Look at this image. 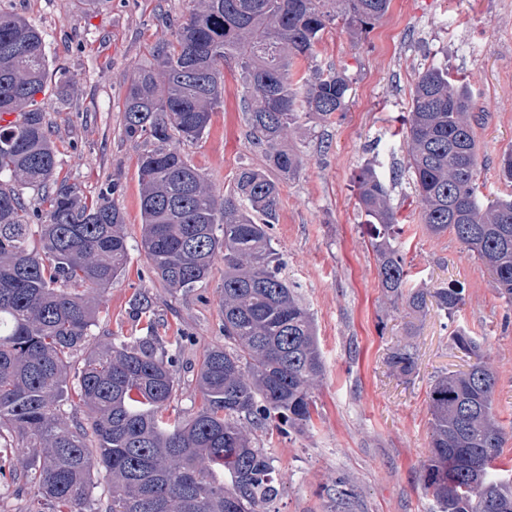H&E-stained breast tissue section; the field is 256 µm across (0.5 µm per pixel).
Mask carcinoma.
Segmentation results:
<instances>
[{
    "mask_svg": "<svg viewBox=\"0 0 512 512\" xmlns=\"http://www.w3.org/2000/svg\"><path fill=\"white\" fill-rule=\"evenodd\" d=\"M187 18L161 40L155 63L133 72L123 133L157 146L138 159L140 247L169 292L204 283L224 260L219 303L224 344L208 347L197 384L203 404L188 420L167 414L180 359L155 336L96 340L106 290L124 275L129 245L117 188L95 200L57 177L45 92L50 65L42 32L0 10V481L32 495V512H269L276 496L271 458L254 433L274 424L302 432L315 408L323 359L312 313L281 276L272 223L278 178L298 156L280 147L306 112L329 119L347 107L342 70H294L325 32L357 39L391 0H188ZM233 58L260 167L242 168L217 193L173 142L199 141L224 98ZM470 92L444 69L419 75L406 118L408 170L431 233L455 234L512 304V196L482 204ZM370 227L385 295L413 311L428 298L450 315L464 287L405 290L408 269L389 190L372 167L354 179ZM33 191L36 196L24 197ZM457 347L473 360L429 393L424 488L438 512H512V469L496 465L507 433L494 409L496 376L465 331ZM390 365L409 375L401 345ZM84 418L63 417L72 401ZM108 496L86 509L94 477ZM336 512L355 492L336 480Z\"/></svg>",
    "mask_w": 512,
    "mask_h": 512,
    "instance_id": "1",
    "label": "carcinoma"
}]
</instances>
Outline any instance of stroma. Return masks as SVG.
Segmentation results:
<instances>
[{"label": "stroma", "instance_id": "35a3bbf8", "mask_svg": "<svg viewBox=\"0 0 512 512\" xmlns=\"http://www.w3.org/2000/svg\"><path fill=\"white\" fill-rule=\"evenodd\" d=\"M42 30L52 69L68 72L66 98H53L50 117L59 177L84 196L117 187L131 245L122 279L106 294L95 336H142L146 324L131 300L148 294L160 317V336H194L182 348L179 392L182 417L201 396L195 378L203 350L224 341L218 289L224 264L193 291L170 295L136 247L142 232L138 158L143 141L123 133L126 87L135 69L149 64L159 40L187 13L185 0H0ZM344 70L350 99L341 116L304 114L282 140L301 166L280 179V203L271 235L284 262L282 275L313 314L324 372L313 389L316 408L304 432L268 428L257 445L273 460L280 494L272 512H336L338 477L355 490L350 512H433L422 481L428 455L429 392L443 376L466 370L455 344L465 330L482 346L496 374L494 408L512 432V307L485 268L453 234L427 231L403 145L411 90L430 67L449 69L471 95L470 118L479 146L478 179L485 199L512 193L499 166L512 149V0H391L386 16L361 39L340 29L325 33L308 67ZM235 61L224 64V104L210 129L182 152L216 192H225L245 166L263 157L247 135ZM372 166L390 189L389 204L402 228L410 266L409 287L460 282L464 301L453 315L436 305L417 313L394 304L379 285L353 180ZM410 345L412 374L393 370L388 358Z\"/></svg>", "mask_w": 512, "mask_h": 512}]
</instances>
